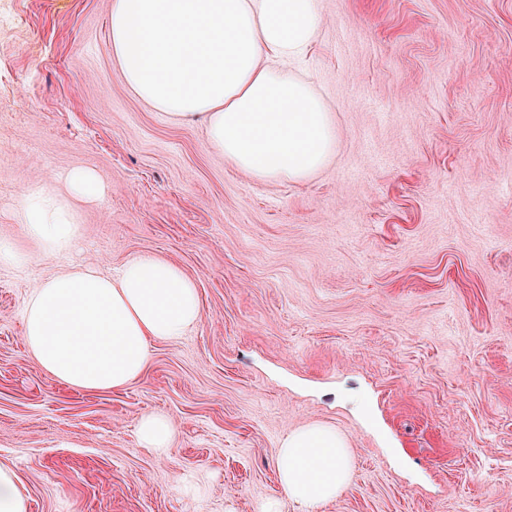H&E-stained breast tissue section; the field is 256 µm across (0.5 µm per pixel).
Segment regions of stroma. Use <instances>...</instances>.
Returning <instances> with one entry per match:
<instances>
[{"mask_svg": "<svg viewBox=\"0 0 512 512\" xmlns=\"http://www.w3.org/2000/svg\"><path fill=\"white\" fill-rule=\"evenodd\" d=\"M304 68L336 150L259 183L126 84L112 0H0V463L29 512H258L281 438L347 439L320 512H512V0H321ZM92 170L69 259L35 258L13 202ZM141 253L198 286L199 322L119 391L50 379L23 310L69 262ZM167 414V456L139 447ZM196 475L200 497L175 479ZM136 435L142 448H149L158 456L168 454L175 435L171 418L161 413H147L140 419Z\"/></svg>", "mask_w": 512, "mask_h": 512, "instance_id": "obj_1", "label": "stroma"}]
</instances>
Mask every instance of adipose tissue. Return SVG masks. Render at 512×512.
Segmentation results:
<instances>
[{"instance_id": "ef3b65f1", "label": "adipose tissue", "mask_w": 512, "mask_h": 512, "mask_svg": "<svg viewBox=\"0 0 512 512\" xmlns=\"http://www.w3.org/2000/svg\"><path fill=\"white\" fill-rule=\"evenodd\" d=\"M319 0H113L112 51L139 97L174 118L206 120L209 146L250 178L268 182L312 177L335 147L331 108L299 70L318 43ZM65 191L43 188L14 203L37 255L71 254L81 237L76 200L100 201L90 170L65 176ZM195 281L154 255L128 260L108 276L74 263L29 294L24 335L29 354L54 381L82 391L116 390L136 381L155 340L184 335L201 317ZM140 447L168 454L171 418L148 413ZM278 491L259 512L286 504L320 512L352 482V452L335 428H296L275 460Z\"/></svg>"}]
</instances>
